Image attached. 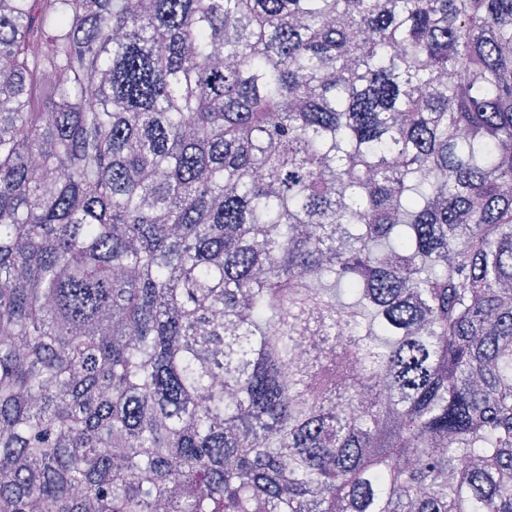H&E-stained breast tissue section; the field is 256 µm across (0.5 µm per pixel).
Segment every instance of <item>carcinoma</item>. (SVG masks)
<instances>
[{"label":"carcinoma","instance_id":"obj_1","mask_svg":"<svg viewBox=\"0 0 512 512\" xmlns=\"http://www.w3.org/2000/svg\"><path fill=\"white\" fill-rule=\"evenodd\" d=\"M160 509L512 512V0H0V512Z\"/></svg>","mask_w":512,"mask_h":512}]
</instances>
